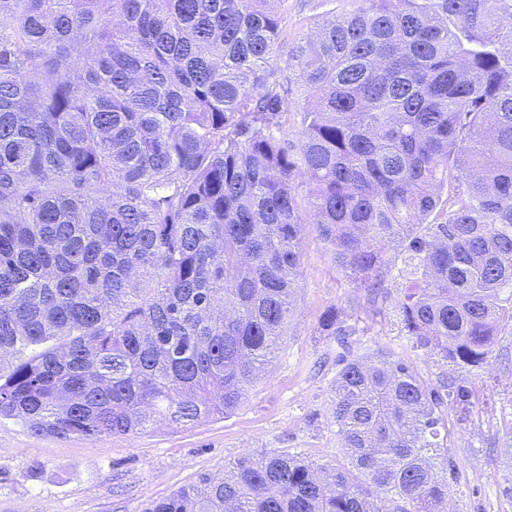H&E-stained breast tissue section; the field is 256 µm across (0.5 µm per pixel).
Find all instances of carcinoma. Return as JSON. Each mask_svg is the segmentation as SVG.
I'll return each mask as SVG.
<instances>
[{
    "label": "carcinoma",
    "instance_id": "carcinoma-1",
    "mask_svg": "<svg viewBox=\"0 0 512 512\" xmlns=\"http://www.w3.org/2000/svg\"><path fill=\"white\" fill-rule=\"evenodd\" d=\"M283 2L0 0V418L67 440L234 413L288 335L309 224L368 302L402 280L418 347L489 364L512 0H369L287 52ZM340 345L348 466L246 454L143 512H445L465 379Z\"/></svg>",
    "mask_w": 512,
    "mask_h": 512
}]
</instances>
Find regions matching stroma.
Wrapping results in <instances>:
<instances>
[{
	"label": "stroma",
	"instance_id": "1",
	"mask_svg": "<svg viewBox=\"0 0 512 512\" xmlns=\"http://www.w3.org/2000/svg\"><path fill=\"white\" fill-rule=\"evenodd\" d=\"M364 0H286L283 37L303 39L317 15L349 12ZM371 305L338 271L314 228L302 240L298 316L290 326L270 376L250 390L233 414L177 431L155 427L132 437L60 440L37 435L19 421L0 420V512H143L147 505L199 484L226 461L285 451L306 461L346 465L329 415L339 351L319 335L324 313L345 312L357 329L355 353H386L413 363L429 383L453 365L417 347L400 329L395 297ZM475 393L468 421L449 411V512H512V325L504 326L490 364L467 375Z\"/></svg>",
	"mask_w": 512,
	"mask_h": 512
}]
</instances>
